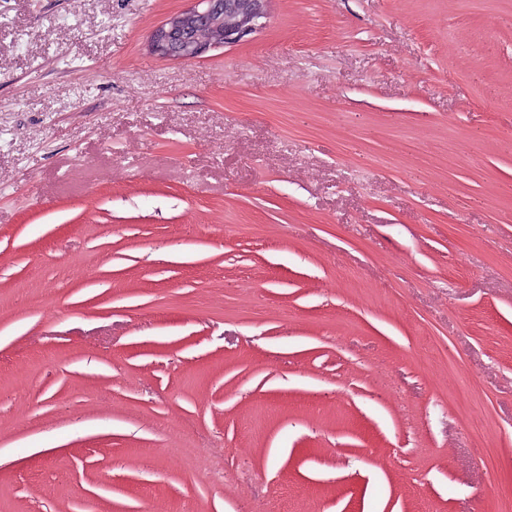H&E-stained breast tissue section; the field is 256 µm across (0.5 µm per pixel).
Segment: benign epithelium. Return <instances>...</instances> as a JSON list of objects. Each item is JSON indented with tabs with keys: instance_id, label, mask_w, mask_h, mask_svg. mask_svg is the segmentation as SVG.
<instances>
[{
	"instance_id": "benign-epithelium-1",
	"label": "benign epithelium",
	"mask_w": 512,
	"mask_h": 512,
	"mask_svg": "<svg viewBox=\"0 0 512 512\" xmlns=\"http://www.w3.org/2000/svg\"><path fill=\"white\" fill-rule=\"evenodd\" d=\"M198 6L157 27L148 46L152 54L191 61L210 49L247 40L267 18L270 0H196Z\"/></svg>"
}]
</instances>
